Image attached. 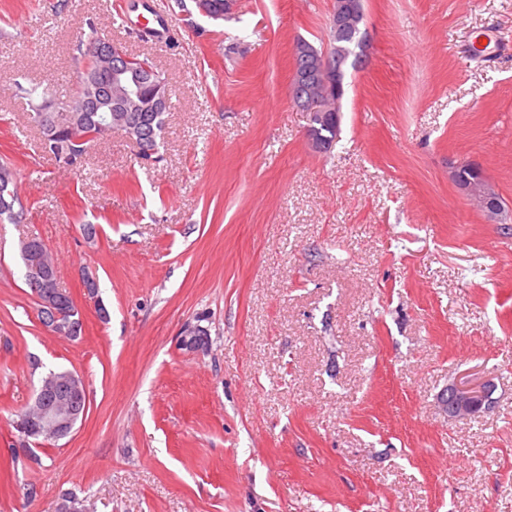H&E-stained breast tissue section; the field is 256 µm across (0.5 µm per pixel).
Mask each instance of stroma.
Instances as JSON below:
<instances>
[{
  "mask_svg": "<svg viewBox=\"0 0 512 512\" xmlns=\"http://www.w3.org/2000/svg\"><path fill=\"white\" fill-rule=\"evenodd\" d=\"M332 9L0 0V159L27 209L0 223V512L66 493L79 512H512V0H364L367 58L319 154L292 47L326 46ZM91 21L172 89L158 162L115 134L72 166L28 120L19 77L74 93ZM466 163L497 221L454 181ZM29 237L77 339L38 319ZM188 324L206 349L180 346ZM51 369L84 381L87 413L22 447ZM463 382L491 404L449 417Z\"/></svg>",
  "mask_w": 512,
  "mask_h": 512,
  "instance_id": "1",
  "label": "stroma"
}]
</instances>
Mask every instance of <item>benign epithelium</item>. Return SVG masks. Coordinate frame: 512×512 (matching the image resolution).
Returning <instances> with one entry per match:
<instances>
[{
  "instance_id": "1",
  "label": "benign epithelium",
  "mask_w": 512,
  "mask_h": 512,
  "mask_svg": "<svg viewBox=\"0 0 512 512\" xmlns=\"http://www.w3.org/2000/svg\"><path fill=\"white\" fill-rule=\"evenodd\" d=\"M365 13L361 0H334L331 14V26L335 29L361 26ZM90 56L106 61L105 68L94 73L90 81L78 83L76 97L80 107H57L67 124L76 127L82 123L85 105L91 104L98 109L115 104L112 113L113 132L125 136L138 148V156L148 160L153 149L141 138L131 134L133 127L128 120V113L140 107L134 100L138 76L132 68V58L119 51L112 50V43H95L88 48ZM313 67L293 73L290 87V99L295 101L305 96L310 108L307 137L312 148L322 152L329 148L334 139L323 134L333 123L339 122L341 103L345 88L341 69L343 58L331 52L326 46L322 50L312 49ZM467 194L478 204L485 214L493 218L498 215L499 203L483 186L470 184L465 187ZM30 277L43 285V308L50 314L51 321H57V298L67 294L60 286V281L48 262L34 263L29 266ZM486 386L452 384L443 397V406L448 416L453 418L468 417L481 412L484 407ZM47 400L57 409L51 413L38 408H30L19 415L15 427L20 431V444L27 445L29 437L43 434L56 440L67 437L77 422L84 418L88 407V396L83 381L71 375L62 382L53 381L39 392L37 401Z\"/></svg>"
}]
</instances>
